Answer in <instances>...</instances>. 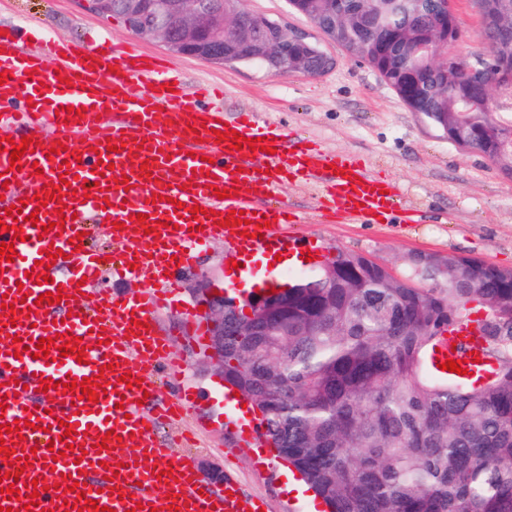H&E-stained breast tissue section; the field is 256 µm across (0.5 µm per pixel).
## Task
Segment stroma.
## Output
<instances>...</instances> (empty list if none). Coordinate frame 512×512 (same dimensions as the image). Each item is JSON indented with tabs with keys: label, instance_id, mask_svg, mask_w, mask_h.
Wrapping results in <instances>:
<instances>
[{
	"label": "stroma",
	"instance_id": "obj_1",
	"mask_svg": "<svg viewBox=\"0 0 512 512\" xmlns=\"http://www.w3.org/2000/svg\"><path fill=\"white\" fill-rule=\"evenodd\" d=\"M456 7L463 35L452 52L473 63L483 53L480 18L472 0H456ZM0 26L15 29L25 48L37 30L59 40L105 34L115 49L133 45L161 55L189 88L223 85V107L257 111L284 128L290 143L314 140L330 151L357 155L372 173L396 181L399 209L382 224L319 218L314 188L283 183L279 195L302 221L279 227L278 233L299 245L322 246L327 257L340 248L364 252L397 269L414 252L456 253L512 268V179L481 153L439 136L367 64L331 42L323 48L335 58L334 69L319 77H282L256 65H216L176 55L158 40L132 34L122 17L87 11L80 0H0ZM407 209L420 212V223L405 222ZM227 263L223 242L211 244L179 278L181 311L156 315L180 362L178 374L163 377L162 394L171 398L189 387L196 395L189 415L160 422L157 432L171 441L173 456L190 455L202 476L215 468L236 479L245 498L264 499L268 512H310L309 497L289 491L288 470L274 451L257 450L241 437L232 415L212 398L219 366L196 343L187 312L195 308L194 292L203 280L228 286Z\"/></svg>",
	"mask_w": 512,
	"mask_h": 512
}]
</instances>
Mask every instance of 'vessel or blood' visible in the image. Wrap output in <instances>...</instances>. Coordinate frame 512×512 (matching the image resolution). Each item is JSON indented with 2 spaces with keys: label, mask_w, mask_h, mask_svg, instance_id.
<instances>
[{
  "label": "vessel or blood",
  "mask_w": 512,
  "mask_h": 512,
  "mask_svg": "<svg viewBox=\"0 0 512 512\" xmlns=\"http://www.w3.org/2000/svg\"><path fill=\"white\" fill-rule=\"evenodd\" d=\"M1 72L0 176L7 184L0 186V243L16 256L0 260L8 303L0 308V424L25 426L0 440L11 451L0 456V506L76 512L82 496L113 512L139 504L157 512H260L264 500L242 501L229 479L216 492L190 458H172L160 440L157 419L188 413L195 394L187 388L161 398L160 371L177 372L179 364L154 314L177 306L179 273L210 241L223 240L241 262L282 247L270 228L292 214L277 198L284 181L316 187L319 206L352 224L387 221L397 196L392 181L352 155L289 144L258 113L205 105L206 91L189 90L162 59L135 49L49 40L24 50L9 33L0 35ZM239 135L264 138L266 151L234 149ZM25 137L31 143L11 169L6 146ZM44 189L60 190L61 199L39 204ZM223 189L233 197L218 198ZM16 205L26 218L37 214L38 224L8 216ZM196 206L202 215H193ZM232 210L243 212L247 226H221ZM16 229L24 235L18 242ZM81 232L108 239L110 256L78 241ZM54 248L61 257L44 266ZM109 271H147L152 282L139 294H116L100 286ZM57 291L60 302L41 301ZM89 291L95 300L87 306ZM58 334L80 338L84 360L62 355L55 343L49 356L33 358L40 339ZM127 374L133 386L121 383ZM96 375L97 401L61 389ZM46 379L53 386L43 393ZM70 482L78 491L67 490ZM38 484L45 488L38 505L25 507L23 497ZM12 485L21 500L8 498Z\"/></svg>",
  "instance_id": "obj_1"
}]
</instances>
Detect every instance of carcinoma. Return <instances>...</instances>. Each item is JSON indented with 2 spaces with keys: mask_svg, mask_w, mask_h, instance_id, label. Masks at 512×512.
<instances>
[{
  "mask_svg": "<svg viewBox=\"0 0 512 512\" xmlns=\"http://www.w3.org/2000/svg\"><path fill=\"white\" fill-rule=\"evenodd\" d=\"M485 57L512 58V0H485ZM441 0H299L347 52L366 56L456 146L512 169V122L454 66L438 67ZM477 107L460 114V100ZM498 311L491 336L471 314ZM474 325L470 377L441 371L438 346ZM224 381L246 393L261 436L328 512H512V269L448 255L394 276L336 255L293 281L265 336L224 337Z\"/></svg>",
  "mask_w": 512,
  "mask_h": 512,
  "instance_id": "cac0c4a2",
  "label": "carcinoma"
}]
</instances>
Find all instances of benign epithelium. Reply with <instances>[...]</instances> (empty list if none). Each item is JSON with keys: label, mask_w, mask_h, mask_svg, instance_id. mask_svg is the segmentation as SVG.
I'll use <instances>...</instances> for the list:
<instances>
[{"label": "benign epithelium", "mask_w": 512, "mask_h": 512, "mask_svg": "<svg viewBox=\"0 0 512 512\" xmlns=\"http://www.w3.org/2000/svg\"><path fill=\"white\" fill-rule=\"evenodd\" d=\"M89 11L100 15L119 14L133 19L129 30L142 37L159 40L172 52L207 63L228 64L231 54L224 49V29L228 20L250 40L254 50L247 59L279 76L304 74L318 77L333 69L336 61L320 48H310L308 36L285 28L279 21L265 15L246 12L228 17L225 0H80ZM303 46L311 49L315 64L306 69L288 67V48ZM469 81L483 76L491 69L504 70L509 65H490L480 58L474 65L459 62ZM287 282L275 290L253 289L230 296L223 288L207 280L195 291L197 303L204 307V315L216 328L210 337L208 354L221 362L224 354V332L233 336H260L268 320L276 317L282 297L288 293ZM230 310L229 327H224V310Z\"/></svg>", "instance_id": "1"}]
</instances>
